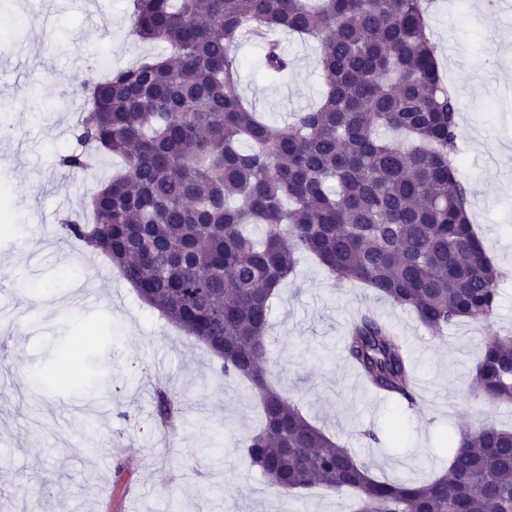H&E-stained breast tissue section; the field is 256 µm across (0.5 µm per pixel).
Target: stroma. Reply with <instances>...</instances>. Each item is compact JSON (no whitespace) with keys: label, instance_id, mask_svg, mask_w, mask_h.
Returning <instances> with one entry per match:
<instances>
[{"label":"stroma","instance_id":"35a3bbf8","mask_svg":"<svg viewBox=\"0 0 512 512\" xmlns=\"http://www.w3.org/2000/svg\"><path fill=\"white\" fill-rule=\"evenodd\" d=\"M130 0H0V491L17 512H351V495L323 487L285 499L243 449L261 420L258 397L229 379L195 337L144 304L107 258L88 270L60 216L90 201L122 167L100 157L92 179L62 169L82 118V83L99 68L164 54L132 33ZM108 23H101L100 14ZM426 23L443 78L463 88L460 179L472 222L504 274L486 322L432 337L415 316L338 283L301 260L273 299L267 369L304 415L352 450L374 476L426 480L449 459L446 439L486 421L512 427V406L469 401L485 337L512 335V0H428ZM279 39L293 60L283 82L261 75L262 50L244 42L239 90L272 127L315 105L325 88L314 44ZM96 294L86 303L85 292ZM371 312L407 337L415 404L365 388L346 361L349 322ZM182 401L176 437L155 428L153 390ZM124 443L116 456L111 442Z\"/></svg>","mask_w":512,"mask_h":512}]
</instances>
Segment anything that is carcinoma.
Wrapping results in <instances>:
<instances>
[{"mask_svg":"<svg viewBox=\"0 0 512 512\" xmlns=\"http://www.w3.org/2000/svg\"><path fill=\"white\" fill-rule=\"evenodd\" d=\"M133 33L167 53L83 83L89 112L59 166L124 161L67 237L104 254L139 298L205 344L226 378L256 391L263 425L247 453L288 497L313 487L357 494L355 512H512V430L460 429L446 471L389 482L311 424L270 378L271 299L302 255L410 311L433 335L489 320L502 272L466 217L456 98L443 85L421 0H131ZM317 43L319 105L279 129L239 91L249 34ZM293 62L267 43L266 78ZM251 224L265 228L256 239ZM371 389L413 404L400 336L365 313L344 336ZM473 400L512 403V337L491 336ZM180 401L155 395L157 426L177 432Z\"/></svg>","mask_w":512,"mask_h":512,"instance_id":"1","label":"carcinoma"}]
</instances>
